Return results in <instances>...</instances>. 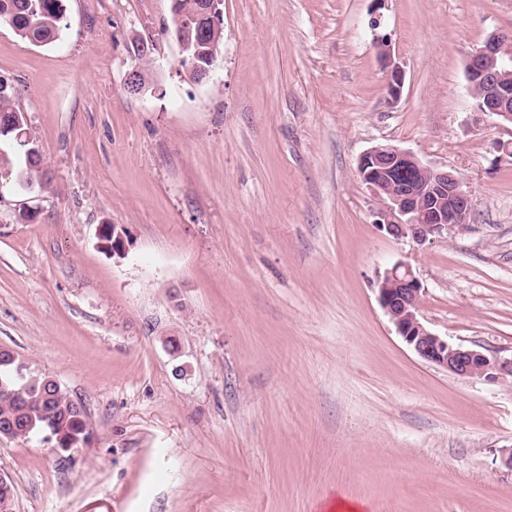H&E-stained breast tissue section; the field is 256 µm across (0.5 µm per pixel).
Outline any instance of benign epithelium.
<instances>
[{"label":"benign epithelium","instance_id":"obj_1","mask_svg":"<svg viewBox=\"0 0 512 512\" xmlns=\"http://www.w3.org/2000/svg\"><path fill=\"white\" fill-rule=\"evenodd\" d=\"M389 102L401 97L404 71L388 41L379 42ZM466 89L481 114L512 124V38L492 33L466 62ZM358 175L380 201L376 224L395 239L419 244L465 226L472 198L453 173L423 163L393 144L373 146L359 159ZM378 301L397 334L423 361L466 379L503 383L512 379V357L486 354L433 333L420 318L422 285L412 266L399 261L377 279Z\"/></svg>","mask_w":512,"mask_h":512}]
</instances>
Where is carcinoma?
<instances>
[{
    "mask_svg": "<svg viewBox=\"0 0 512 512\" xmlns=\"http://www.w3.org/2000/svg\"><path fill=\"white\" fill-rule=\"evenodd\" d=\"M200 0H177L175 9L184 16L176 38L196 68L211 67L224 43V20L217 10L206 23L198 20ZM0 22L30 43H50L57 38L64 22L62 0H0ZM13 88L0 79V170L25 173L24 183L40 186L34 178L40 155L25 139L27 124H19L12 104ZM25 377H20L18 366ZM14 395L0 393V425L15 424L29 434L53 436V447L66 451L81 448L91 436L90 421L84 404L72 398L60 384L28 368L21 357L0 351V385Z\"/></svg>",
    "mask_w": 512,
    "mask_h": 512,
    "instance_id": "cac0c4a2",
    "label": "carcinoma"
}]
</instances>
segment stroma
<instances>
[{
  "mask_svg": "<svg viewBox=\"0 0 512 512\" xmlns=\"http://www.w3.org/2000/svg\"><path fill=\"white\" fill-rule=\"evenodd\" d=\"M63 6L46 45L0 22L47 183L0 195V348L82 400L92 437L0 439L11 512H512V384L418 359L375 288L409 263L431 331L512 355V125L475 120L465 75L512 35V0H223L200 83L169 0ZM383 38L405 70L394 105ZM383 143L458 175L465 231L378 229L357 164Z\"/></svg>",
  "mask_w": 512,
  "mask_h": 512,
  "instance_id": "stroma-1",
  "label": "stroma"
}]
</instances>
